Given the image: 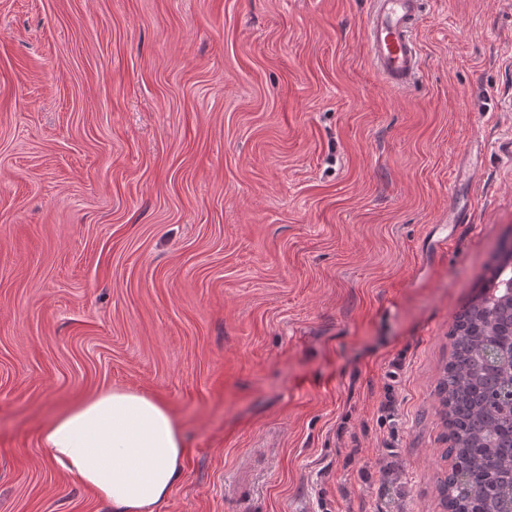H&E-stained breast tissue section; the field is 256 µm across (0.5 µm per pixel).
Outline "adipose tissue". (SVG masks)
I'll return each instance as SVG.
<instances>
[{
	"label": "adipose tissue",
	"mask_w": 512,
	"mask_h": 512,
	"mask_svg": "<svg viewBox=\"0 0 512 512\" xmlns=\"http://www.w3.org/2000/svg\"><path fill=\"white\" fill-rule=\"evenodd\" d=\"M52 465L76 475L113 512H155L178 485L179 425L163 403L107 390L64 410L40 433Z\"/></svg>",
	"instance_id": "1"
}]
</instances>
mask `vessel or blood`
I'll return each mask as SVG.
<instances>
[{
  "mask_svg": "<svg viewBox=\"0 0 512 512\" xmlns=\"http://www.w3.org/2000/svg\"><path fill=\"white\" fill-rule=\"evenodd\" d=\"M422 0H374L365 22V39L377 72L391 87L410 84L420 70L414 31Z\"/></svg>",
  "mask_w": 512,
  "mask_h": 512,
  "instance_id": "obj_1",
  "label": "vessel or blood"
}]
</instances>
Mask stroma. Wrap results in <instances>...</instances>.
Here are the masks:
<instances>
[{"label":"stroma","mask_w":512,"mask_h":512,"mask_svg":"<svg viewBox=\"0 0 512 512\" xmlns=\"http://www.w3.org/2000/svg\"><path fill=\"white\" fill-rule=\"evenodd\" d=\"M370 7L0 0V512H112L39 445L112 388L183 433L156 512H443L448 334L512 245V0H425L406 88Z\"/></svg>","instance_id":"obj_1"}]
</instances>
